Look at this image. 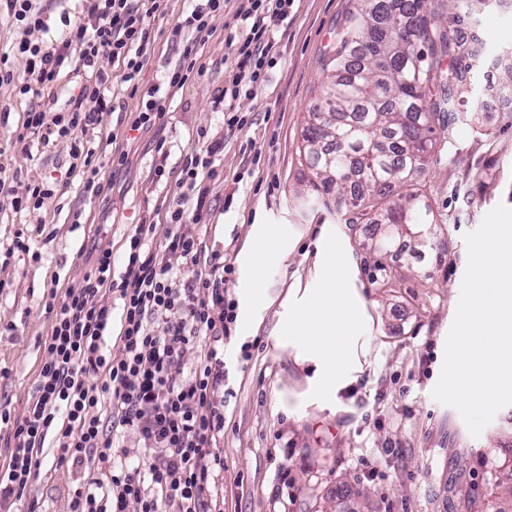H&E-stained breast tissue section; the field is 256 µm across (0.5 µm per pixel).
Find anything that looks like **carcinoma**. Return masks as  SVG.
<instances>
[{
	"mask_svg": "<svg viewBox=\"0 0 512 512\" xmlns=\"http://www.w3.org/2000/svg\"><path fill=\"white\" fill-rule=\"evenodd\" d=\"M348 0L326 63L320 106L303 135L312 191L334 194L339 223L379 235L363 250L390 253L407 238L443 260L434 211L417 189L430 159L445 149L436 130L464 118V74L484 66L459 29L494 0Z\"/></svg>",
	"mask_w": 512,
	"mask_h": 512,
	"instance_id": "1",
	"label": "carcinoma"
}]
</instances>
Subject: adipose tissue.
<instances>
[{
	"label": "adipose tissue",
	"instance_id": "adipose-tissue-1",
	"mask_svg": "<svg viewBox=\"0 0 512 512\" xmlns=\"http://www.w3.org/2000/svg\"><path fill=\"white\" fill-rule=\"evenodd\" d=\"M255 248L243 255L249 275L246 283L255 303H263L258 271L280 245L274 230L265 224L254 228ZM320 288L305 291V300L292 317L293 337L315 367L312 377L317 391L337 388L358 365L355 331L363 303L351 286V273L335 242H326L320 263Z\"/></svg>",
	"mask_w": 512,
	"mask_h": 512
}]
</instances>
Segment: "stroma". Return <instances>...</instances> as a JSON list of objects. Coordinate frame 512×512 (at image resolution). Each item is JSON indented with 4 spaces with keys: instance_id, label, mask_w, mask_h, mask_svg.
I'll use <instances>...</instances> for the list:
<instances>
[{
    "instance_id": "stroma-1",
    "label": "stroma",
    "mask_w": 512,
    "mask_h": 512,
    "mask_svg": "<svg viewBox=\"0 0 512 512\" xmlns=\"http://www.w3.org/2000/svg\"><path fill=\"white\" fill-rule=\"evenodd\" d=\"M346 0H295L286 25L274 36L281 57L262 92L236 105L249 118L233 136L224 133V56L227 35L239 32L236 5L212 18L205 44L173 41L170 32L189 10L187 0H167L152 23L153 51L139 74L142 90L159 84L166 69L191 56L195 71L165 103L162 120L134 128L139 95L120 92L116 112L83 135L101 165L102 191L91 197L80 178L67 174L66 144H33L13 154L22 181L58 180L39 210L16 214L0 197V409L22 415L51 331L49 291L64 293L82 281L99 250L108 248L123 271L125 240L152 219L154 243L170 232L169 203L186 153L220 143L219 179L209 181L208 224L187 223L184 233L204 255L221 253L234 272L227 284L238 304L236 329L224 344L231 395L224 398V434L217 446L224 471L216 486L224 512H490L512 486V406L501 409L480 436L460 414L432 397L443 363L467 264L465 233L497 204L512 207V107H490L491 90L477 79L485 104L482 123L459 122L448 132V151L422 176L439 220L446 256L396 247L383 257L358 247L371 225L349 232L325 207L301 200L310 173L301 154L309 111L317 106L324 62L336 41ZM486 58L512 66L500 49L512 48V0L479 21ZM126 163L113 171V150ZM166 172L155 177L157 164ZM281 234L282 250L263 273L269 302L251 305L243 283L241 252L252 225ZM24 234L30 255L13 249ZM335 241L363 301L358 347L360 372L329 395L310 385L311 363L295 345H280L299 307L301 292L320 285L318 260ZM392 268L389 285L377 282L376 265ZM392 455H384V448ZM91 463L73 464L49 451L19 512H67L74 490L100 477Z\"/></svg>"
}]
</instances>
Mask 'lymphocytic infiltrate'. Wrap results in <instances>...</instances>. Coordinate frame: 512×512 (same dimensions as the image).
Returning <instances> with one entry per match:
<instances>
[{
    "instance_id": "lymphocytic-infiltrate-1",
    "label": "lymphocytic infiltrate",
    "mask_w": 512,
    "mask_h": 512,
    "mask_svg": "<svg viewBox=\"0 0 512 512\" xmlns=\"http://www.w3.org/2000/svg\"><path fill=\"white\" fill-rule=\"evenodd\" d=\"M165 0H93L90 25L77 28L75 38L50 45L32 42L48 32L50 17L41 0H0L20 34L10 52H0V86L18 85L30 99L22 130L7 150L29 152L32 142L69 145L70 170L85 191L99 194L102 185L92 151L81 138L86 127L101 123L115 111L106 97L109 75L104 61L120 67V80L144 102L136 126L160 120L165 94L175 93L194 70L181 60L168 68L164 87L140 90L137 77L150 56V22L164 11ZM227 0H191L186 18L171 30L173 39L204 40L213 16ZM294 0H238L237 22L245 37L228 40L232 70L224 81V130L234 134L248 123L236 108L240 95H254L267 82L279 47L274 30L287 21ZM25 60L27 79L16 83L9 58ZM83 75L84 83L66 107L50 112L41 104L53 96L66 70ZM218 149L207 146L185 155L179 196L168 209L174 227L162 248L150 245L152 224L137 225L127 246L125 269L115 272L110 250H100L82 283L64 296L49 293L45 308L52 319L43 342L45 358L22 416L0 413L10 425L14 446L0 474V502L21 499L39 471L46 449L58 448L74 462L97 461L103 478L75 490L68 512H223L215 495L214 471L223 469L217 440L224 430V406L217 401L228 372L224 342L237 319L234 302L226 298L231 272L221 254L201 267L197 240L181 232V224L209 223L202 203L204 179L218 177ZM55 194L54 182H22L17 171L0 161V195L14 212L41 209ZM116 296L118 306L97 303L98 294ZM119 340L113 353L111 340ZM203 343L199 366L185 369L189 346ZM135 435L148 450V462L133 463L126 444Z\"/></svg>"
}]
</instances>
